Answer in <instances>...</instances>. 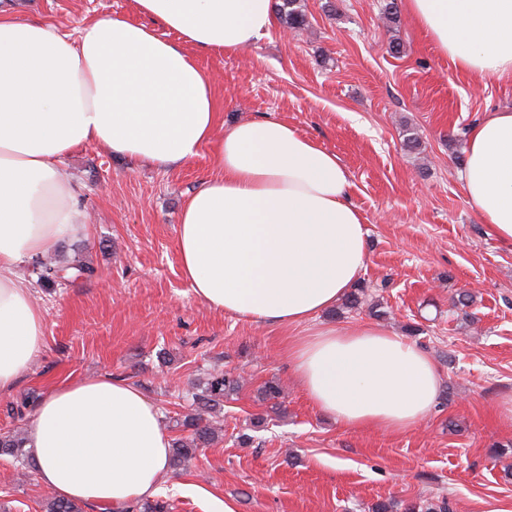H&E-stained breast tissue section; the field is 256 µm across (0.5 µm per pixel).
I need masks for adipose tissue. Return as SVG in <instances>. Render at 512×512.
<instances>
[{"label":"adipose tissue","instance_id":"ef3b65f1","mask_svg":"<svg viewBox=\"0 0 512 512\" xmlns=\"http://www.w3.org/2000/svg\"><path fill=\"white\" fill-rule=\"evenodd\" d=\"M75 32L0 8V392L45 345L46 320L19 266L81 230L62 174L75 148L169 168L209 150L213 171L179 216L180 269L209 307L257 324L297 326L333 308L368 259L366 218L339 156L287 122L218 130L215 84L198 53L235 54L269 30L272 0H134ZM455 68L512 79V0H402ZM459 178L475 213L512 242V109L470 128ZM320 412L351 430L396 434L431 413L434 360L371 324H323L288 347ZM38 482L91 508L154 497L170 438L158 406L105 375L54 387L26 426Z\"/></svg>","mask_w":512,"mask_h":512}]
</instances>
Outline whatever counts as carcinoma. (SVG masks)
<instances>
[{
    "mask_svg": "<svg viewBox=\"0 0 512 512\" xmlns=\"http://www.w3.org/2000/svg\"><path fill=\"white\" fill-rule=\"evenodd\" d=\"M279 12L284 24L290 29L300 30L306 25L299 0H281ZM40 279L50 283L57 279V274L70 268L77 275L92 273V267L78 262L68 268L49 257L39 263ZM240 386V377L230 372H216L209 376L205 384L192 393L195 412L183 416L178 425L189 431L186 437L177 438L171 447V463L175 466L196 456L200 449L219 441L224 436L223 425L205 416V413L224 403V397L233 394ZM27 438L24 430L17 429L0 435V452L15 458H27L25 450ZM46 512H82L79 504L58 498L52 494L46 496Z\"/></svg>",
    "mask_w": 512,
    "mask_h": 512,
    "instance_id": "carcinoma-1",
    "label": "carcinoma"
}]
</instances>
